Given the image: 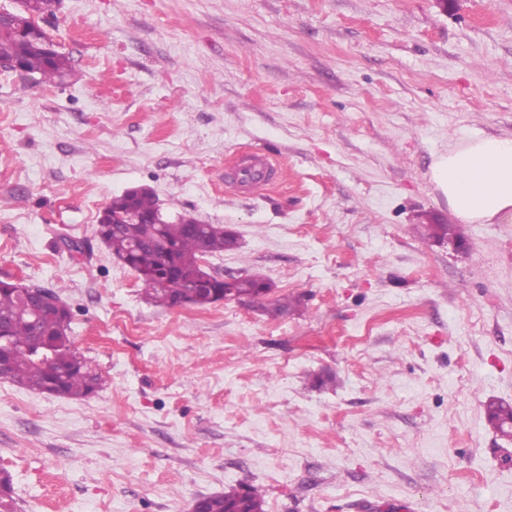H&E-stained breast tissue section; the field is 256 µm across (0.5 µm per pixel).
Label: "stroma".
I'll return each mask as SVG.
<instances>
[{
    "label": "stroma",
    "mask_w": 512,
    "mask_h": 512,
    "mask_svg": "<svg viewBox=\"0 0 512 512\" xmlns=\"http://www.w3.org/2000/svg\"><path fill=\"white\" fill-rule=\"evenodd\" d=\"M46 28L68 80L0 68V280L69 304L102 386L0 378L18 512H188L241 484L266 512H512L485 416L512 404V217L457 223L429 179L512 136V0H61ZM255 151L280 164L262 193L226 175ZM133 187L231 230L209 268L295 306L148 303L94 237Z\"/></svg>",
    "instance_id": "obj_1"
}]
</instances>
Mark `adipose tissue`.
I'll use <instances>...</instances> for the list:
<instances>
[{
  "instance_id": "obj_1",
  "label": "adipose tissue",
  "mask_w": 512,
  "mask_h": 512,
  "mask_svg": "<svg viewBox=\"0 0 512 512\" xmlns=\"http://www.w3.org/2000/svg\"><path fill=\"white\" fill-rule=\"evenodd\" d=\"M430 179L463 223L512 215V136L456 144L436 157Z\"/></svg>"
}]
</instances>
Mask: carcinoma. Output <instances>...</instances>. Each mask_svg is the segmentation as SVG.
<instances>
[{"instance_id": "carcinoma-1", "label": "carcinoma", "mask_w": 512, "mask_h": 512, "mask_svg": "<svg viewBox=\"0 0 512 512\" xmlns=\"http://www.w3.org/2000/svg\"><path fill=\"white\" fill-rule=\"evenodd\" d=\"M60 0H17L13 11L18 27L47 20L56 14ZM0 58L20 61L28 74H38L41 82L53 84L71 72L70 57L57 49L47 32L27 39L6 30L0 33ZM160 213L158 200L146 189L112 197L105 218L98 221L95 236L118 260L138 275L142 291L153 303L172 307L183 289L165 285L156 276L166 262L174 264L184 282L211 277L202 265L207 255L238 248V239L221 224H203L190 229L196 220L182 217L164 224L154 223ZM426 236L457 241L452 224H427ZM213 287L223 296L249 298L263 302L270 285L253 274L226 283L214 280ZM72 313L63 301L42 309L37 315L26 313L19 285L0 281V355L9 358L6 378L18 386L41 394L82 398L94 393L101 378L91 363L75 349L71 336ZM488 422L502 434L512 436V404L491 400L485 406ZM12 477L0 470V512H16L12 496ZM260 491L246 486L245 494L231 487L196 500L195 512H265Z\"/></svg>"}]
</instances>
